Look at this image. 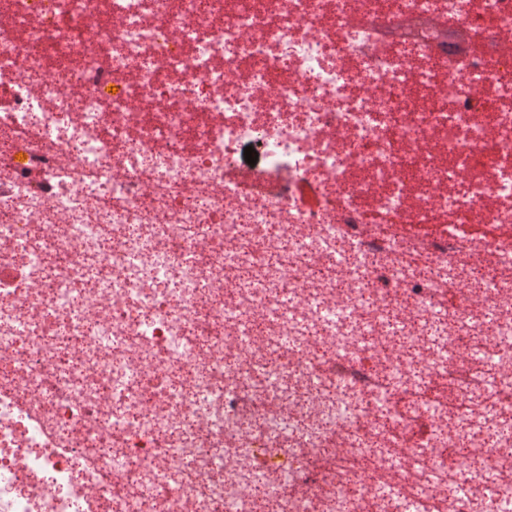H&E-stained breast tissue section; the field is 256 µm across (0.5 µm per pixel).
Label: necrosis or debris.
I'll use <instances>...</instances> for the list:
<instances>
[{"mask_svg": "<svg viewBox=\"0 0 512 512\" xmlns=\"http://www.w3.org/2000/svg\"><path fill=\"white\" fill-rule=\"evenodd\" d=\"M0 512H512V0H0Z\"/></svg>", "mask_w": 512, "mask_h": 512, "instance_id": "obj_1", "label": "necrosis or debris"}]
</instances>
